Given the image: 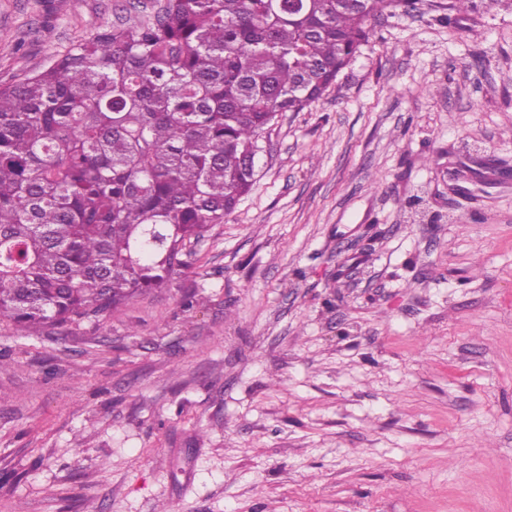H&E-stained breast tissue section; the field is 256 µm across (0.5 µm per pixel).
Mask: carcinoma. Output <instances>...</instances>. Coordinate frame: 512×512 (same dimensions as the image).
Returning a JSON list of instances; mask_svg holds the SVG:
<instances>
[{"mask_svg":"<svg viewBox=\"0 0 512 512\" xmlns=\"http://www.w3.org/2000/svg\"><path fill=\"white\" fill-rule=\"evenodd\" d=\"M414 9L164 0L0 86V320L41 336L166 286L250 190L247 147L319 100L374 21Z\"/></svg>","mask_w":512,"mask_h":512,"instance_id":"cac0c4a2","label":"carcinoma"}]
</instances>
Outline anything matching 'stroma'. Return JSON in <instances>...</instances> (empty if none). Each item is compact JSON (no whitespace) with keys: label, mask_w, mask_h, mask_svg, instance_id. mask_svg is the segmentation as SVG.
Segmentation results:
<instances>
[{"label":"stroma","mask_w":512,"mask_h":512,"mask_svg":"<svg viewBox=\"0 0 512 512\" xmlns=\"http://www.w3.org/2000/svg\"><path fill=\"white\" fill-rule=\"evenodd\" d=\"M157 2L0 0V85ZM259 144L167 287L0 321V512H512V0L380 20Z\"/></svg>","instance_id":"stroma-1"}]
</instances>
